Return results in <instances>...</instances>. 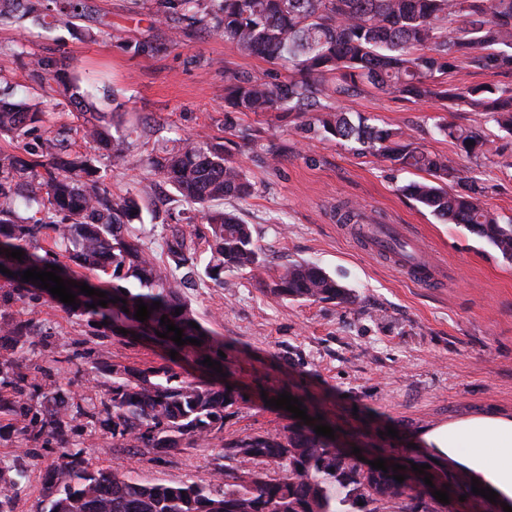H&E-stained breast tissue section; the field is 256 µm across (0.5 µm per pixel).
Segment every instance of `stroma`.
<instances>
[{
    "label": "stroma",
    "instance_id": "1",
    "mask_svg": "<svg viewBox=\"0 0 512 512\" xmlns=\"http://www.w3.org/2000/svg\"><path fill=\"white\" fill-rule=\"evenodd\" d=\"M77 26L58 28L26 20L0 27V70L9 74L15 97L40 101L48 124L79 127L81 113L60 94L40 89L11 48L57 59L64 73L89 92L88 101L107 113L129 149L115 161L98 147L76 140L91 154L112 193L131 195L141 207L138 234L156 254L184 233L189 207L149 168L151 158L176 142H220L225 126L240 136L235 157L252 185L249 198L217 201L249 224L274 277L292 261L317 264L355 297L305 302L266 292L249 271L226 273L227 287L200 279L183 294L199 321L223 340L224 372L240 399L224 424L225 437L282 431L287 410L265 404L263 392L282 386L316 397L317 415L335 425L349 446L379 448L401 464L427 463L414 442L419 433L461 418L512 413V262L458 224L440 223L400 186L417 172L400 171L359 150L356 143L304 130L297 113L230 112L227 89L250 75L276 83L288 73L282 61L245 56L223 39L197 28L171 29L154 0H86ZM149 44L137 55L133 45ZM351 121L414 135L429 151L457 156L464 177L485 189L484 201L512 217V134L485 116L453 106L412 103L366 89L338 101ZM477 129L487 142L476 158L460 155L438 123ZM358 205L375 223L394 224L419 235L442 273L426 288L398 272L383 256L336 221V211ZM11 313L43 330L26 348L28 368L53 370L62 398L99 402L111 374L102 358L131 367L157 365L162 350L125 336L100 337L84 319L69 315L49 297L14 303ZM88 351L80 370L55 363L74 343ZM397 437L385 435L386 427ZM73 448L89 470L121 466L131 478L207 482L220 464L219 441L171 455L150 448H116L109 434L82 424L68 428ZM54 445L33 447L32 463L13 496V512H42L50 476L46 460Z\"/></svg>",
    "mask_w": 512,
    "mask_h": 512
}]
</instances>
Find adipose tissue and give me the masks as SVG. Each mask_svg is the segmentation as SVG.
<instances>
[{"instance_id":"ef3b65f1","label":"adipose tissue","mask_w":512,"mask_h":512,"mask_svg":"<svg viewBox=\"0 0 512 512\" xmlns=\"http://www.w3.org/2000/svg\"><path fill=\"white\" fill-rule=\"evenodd\" d=\"M438 460H449L496 491L498 502L512 505V415L451 421L420 435Z\"/></svg>"}]
</instances>
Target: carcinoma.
Listing matches in <instances>:
<instances>
[{
  "label": "carcinoma",
  "mask_w": 512,
  "mask_h": 512,
  "mask_svg": "<svg viewBox=\"0 0 512 512\" xmlns=\"http://www.w3.org/2000/svg\"><path fill=\"white\" fill-rule=\"evenodd\" d=\"M180 13V22L224 39L241 54L267 60L286 59L292 72L279 83L240 77L226 97L233 112H297L310 115L312 124L340 141H353L375 157L401 168L427 174L400 191L447 224H461L504 259L512 261V220L506 222L482 201V187L465 181L453 158L422 148L415 139L396 136L388 129L354 124L332 102L333 96H358L371 85L384 94L415 103L439 102L443 107L463 105L486 114L500 129L512 133V87L448 84L457 63L478 70L512 73V0H156ZM85 0H0V25L19 14L51 17L69 27L81 19ZM14 56L30 78L58 89L76 111L91 113L84 136L112 158L127 150L121 137L109 135L104 116L84 104L77 82H65L51 57H30L19 45ZM439 130L455 140L468 156L482 151L484 139L476 132L446 123ZM0 135L22 144V154L0 157V265L17 269L8 279L11 288L0 294V306L42 291L21 278L24 271H49L64 282H82L106 293V306L86 296L67 312L95 322L117 334L113 313L137 310L160 302L145 324L167 332L160 318L183 329L182 339L201 345L178 346L168 337L157 338L176 358L143 369L112 364V384L99 404L73 400L57 403L52 374L41 380L12 360L0 361V415L15 422L19 447L62 436L74 422L98 424L110 431L112 443L123 448H153L169 452L209 443L224 432L238 394L215 382L207 368L193 378L174 365L192 351L197 363L214 356L223 344L198 322L181 289L197 265L187 257L176 236L166 244L172 269L164 273L153 252L133 235L130 226L140 219L135 198L114 195L94 160L73 151L72 129L45 126L38 104L10 99L0 90ZM152 172L173 184L189 204L190 223L201 217L211 235L204 275L220 287L224 273L248 269L265 271L263 250L252 229L239 216L213 209L226 197L244 199L251 183L230 148L220 143L184 142L150 161ZM36 205L22 216L18 202ZM52 246L38 253L40 242ZM23 251L21 260L9 256ZM66 257L73 262L61 261ZM102 272L119 281H135L137 291L92 282L88 274ZM266 292L286 299L310 302L340 300L354 303L348 289L319 266L293 261L266 285ZM119 297L121 301L111 302ZM180 314H175V309ZM39 337L36 324L0 313V350L12 355ZM44 400L43 409L30 404ZM225 464L210 483L132 480L118 472L88 471L82 451L61 445L51 468L60 481L45 488L42 512H436L419 498L415 487L394 479V473H366L333 449L304 421H295L281 433H251L223 442ZM26 478L22 466L0 464V512H13L12 493Z\"/></svg>",
  "instance_id": "1"
}]
</instances>
